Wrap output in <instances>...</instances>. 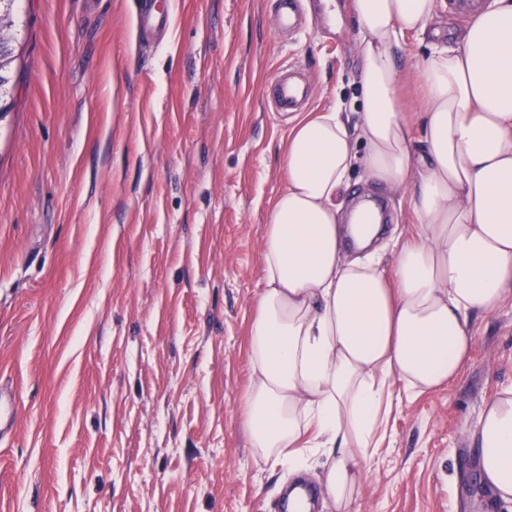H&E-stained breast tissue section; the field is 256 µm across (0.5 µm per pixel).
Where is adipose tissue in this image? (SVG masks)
Wrapping results in <instances>:
<instances>
[{
    "mask_svg": "<svg viewBox=\"0 0 512 512\" xmlns=\"http://www.w3.org/2000/svg\"><path fill=\"white\" fill-rule=\"evenodd\" d=\"M435 2L353 0L359 124L349 130L335 106L296 121L287 184L264 227L244 424L251 447L291 473L325 456L336 512H353L371 474L389 379L416 393L443 387L469 358L471 319L512 306V0H490L454 47L432 45L417 65L418 130L399 110L398 51L406 34L425 31ZM359 160L390 188L418 185L412 228L388 265L374 247L378 211L358 204L346 215L337 203ZM347 235L361 250L350 260ZM472 440L490 496L512 501V385L485 402Z\"/></svg>",
    "mask_w": 512,
    "mask_h": 512,
    "instance_id": "obj_1",
    "label": "adipose tissue"
}]
</instances>
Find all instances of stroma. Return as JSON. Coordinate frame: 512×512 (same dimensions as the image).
Here are the masks:
<instances>
[{
    "mask_svg": "<svg viewBox=\"0 0 512 512\" xmlns=\"http://www.w3.org/2000/svg\"><path fill=\"white\" fill-rule=\"evenodd\" d=\"M438 0L407 35V72L453 46L474 10ZM352 0H306L275 26L273 0H21L22 59L0 121V383L18 425L0 441V512H279L287 470L251 448L242 404L262 277L263 227L286 187L291 122L268 87L286 67L303 114L363 110ZM415 183L363 162L342 197L378 195L382 235L409 229ZM448 386L392 384L386 438L356 512H512L492 501L471 431L512 383V307L473 317Z\"/></svg>",
    "mask_w": 512,
    "mask_h": 512,
    "instance_id": "obj_1",
    "label": "stroma"
}]
</instances>
